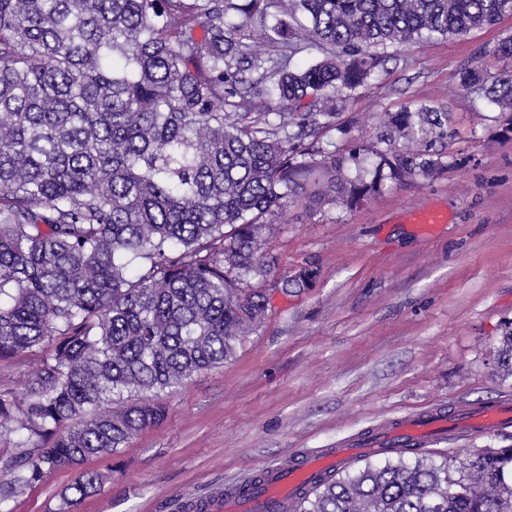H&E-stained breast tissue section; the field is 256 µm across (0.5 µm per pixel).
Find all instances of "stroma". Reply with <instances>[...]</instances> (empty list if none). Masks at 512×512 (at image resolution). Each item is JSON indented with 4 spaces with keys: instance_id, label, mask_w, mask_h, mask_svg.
<instances>
[{
    "instance_id": "35a3bbf8",
    "label": "stroma",
    "mask_w": 512,
    "mask_h": 512,
    "mask_svg": "<svg viewBox=\"0 0 512 512\" xmlns=\"http://www.w3.org/2000/svg\"><path fill=\"white\" fill-rule=\"evenodd\" d=\"M512 36V13L491 27L398 48L378 80L357 88L327 138L347 152L385 114L425 102L452 112L463 158L427 177L385 182L350 209L288 205L263 232L275 259L271 309L229 362L160 395L164 419L120 452L85 467L107 473L75 512H192L198 499L250 482L266 465L333 448L384 420L430 407L481 405L512 394L491 356L512 322V114L459 86L465 67L497 74L489 49ZM452 215L417 234L410 211ZM302 267L312 288L279 282ZM512 446V430L437 439L427 449L457 465L478 448ZM75 478L59 471L20 489L9 512H57Z\"/></svg>"
}]
</instances>
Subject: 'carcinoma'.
Listing matches in <instances>:
<instances>
[{"mask_svg":"<svg viewBox=\"0 0 512 512\" xmlns=\"http://www.w3.org/2000/svg\"><path fill=\"white\" fill-rule=\"evenodd\" d=\"M512 0H0V361L47 349L0 391V505L80 471L60 512L99 492L81 470L161 421L156 396L233 359L269 310L263 230L288 203L353 207L388 178L448 166L452 113L395 112L336 156L376 48L463 35ZM322 53L290 68L297 54ZM512 112V66L460 74ZM371 161L374 179L349 177ZM302 267L284 280L309 288ZM493 361L512 369V324ZM120 402L114 410L110 404ZM512 448L394 458L322 477L297 512H512Z\"/></svg>","mask_w":512,"mask_h":512,"instance_id":"cac0c4a2","label":"carcinoma"}]
</instances>
